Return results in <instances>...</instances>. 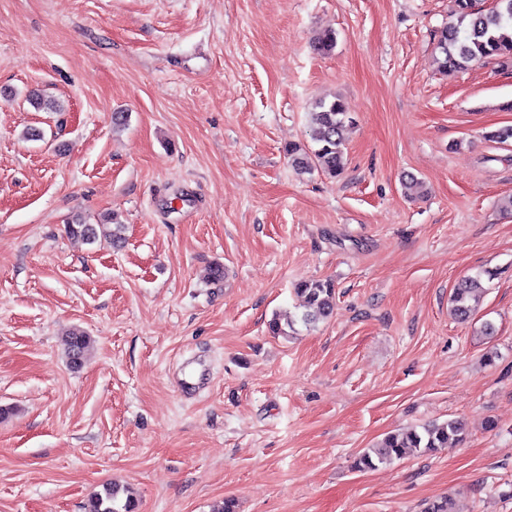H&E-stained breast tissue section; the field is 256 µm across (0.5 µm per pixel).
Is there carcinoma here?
Here are the masks:
<instances>
[{
    "label": "carcinoma",
    "mask_w": 512,
    "mask_h": 512,
    "mask_svg": "<svg viewBox=\"0 0 512 512\" xmlns=\"http://www.w3.org/2000/svg\"><path fill=\"white\" fill-rule=\"evenodd\" d=\"M451 21L436 32L438 68L448 74L466 69L475 64L495 60L503 66L512 65V0H495L489 9L476 8V0H453ZM349 121L343 101L335 98L329 102L320 100L312 113L311 141L315 148L306 150L288 146L286 154L292 168L299 172L309 171L312 165L336 177L343 169V130ZM66 233L90 243L105 239L119 247L123 244V227L112 222L89 224L81 215L72 218L66 225ZM490 272H479L461 279L453 289L451 311L455 318L467 320L472 312L470 300L475 292L483 288L482 277ZM301 313L274 318L270 323L272 334L287 336L296 331L300 323L307 329L315 328L327 320L336 306L334 285L328 280L305 282L296 288ZM92 339L85 331L74 329L66 340V355L75 367H79L90 355ZM464 439V426L455 418L441 424H426L402 433L386 436L360 456L356 468L376 470L402 458L406 451L414 448L424 452L434 448H446ZM120 489L112 484L92 497L86 512H135L132 496L119 501Z\"/></svg>",
    "instance_id": "cac0c4a2"
}]
</instances>
